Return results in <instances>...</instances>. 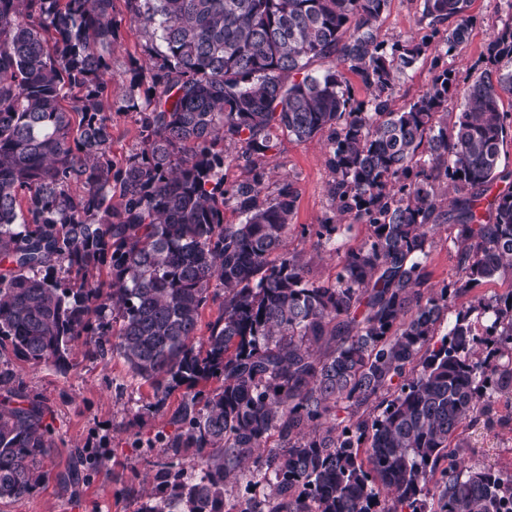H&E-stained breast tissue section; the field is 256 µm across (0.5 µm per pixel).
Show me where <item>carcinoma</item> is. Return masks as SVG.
<instances>
[{"instance_id":"1","label":"carcinoma","mask_w":512,"mask_h":512,"mask_svg":"<svg viewBox=\"0 0 512 512\" xmlns=\"http://www.w3.org/2000/svg\"><path fill=\"white\" fill-rule=\"evenodd\" d=\"M388 2L124 0L123 15L116 0H0V500L34 494L57 450L11 359L65 368L81 342L151 386L148 412L188 390L173 431L131 442L161 449L138 512H425L429 495L440 512H512V473L448 450L512 397V291L473 294L512 281V16L461 80L439 59L466 45L469 0H423L430 33L391 44ZM126 19L163 49L131 59L114 101ZM428 58L426 88L394 107ZM114 114L138 129L120 159ZM280 134L326 137L316 246L369 230L326 280L286 249L293 177L268 195L256 170L224 187V147L251 165ZM227 207L243 220L224 223ZM445 226L456 279L438 287L426 258ZM76 453L84 474L101 467Z\"/></svg>"}]
</instances>
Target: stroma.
Wrapping results in <instances>:
<instances>
[{
	"mask_svg": "<svg viewBox=\"0 0 512 512\" xmlns=\"http://www.w3.org/2000/svg\"><path fill=\"white\" fill-rule=\"evenodd\" d=\"M423 0H389L380 22V37L387 41L403 39L419 31L418 19ZM506 0H471L469 12L475 23L464 49L443 57L442 66L462 72L477 63L485 47L507 18ZM151 37L140 25H125L122 46L112 55L113 98H121L131 77V58L143 55ZM323 138L298 142L282 136L272 155L259 160L268 178L267 189H274L278 176L290 174L298 179L299 197L294 224L319 223L328 208L326 188L331 175L325 164ZM364 225H356L335 245L316 248L313 240L290 236L287 248L314 256L313 273L324 280L332 275L348 247L360 244L367 236ZM68 368L53 365L32 366L16 363L31 394L39 396L54 419L58 449L46 461L48 479L33 496L18 501H0V512H136L137 497H118V481L131 471L148 472L143 457L129 444L132 434L149 435L167 426L179 410L185 389L170 394L163 409L145 412L153 399L152 389L132 379L121 359L103 363L84 358L82 349H75ZM496 408L503 423L487 428L483 418L472 417L459 429L464 446L459 454L467 463L512 473V398L497 401ZM100 447L106 451L103 467L81 485L79 498H70L58 484L56 475L72 463L73 445Z\"/></svg>",
	"mask_w": 512,
	"mask_h": 512,
	"instance_id": "1",
	"label": "stroma"
}]
</instances>
